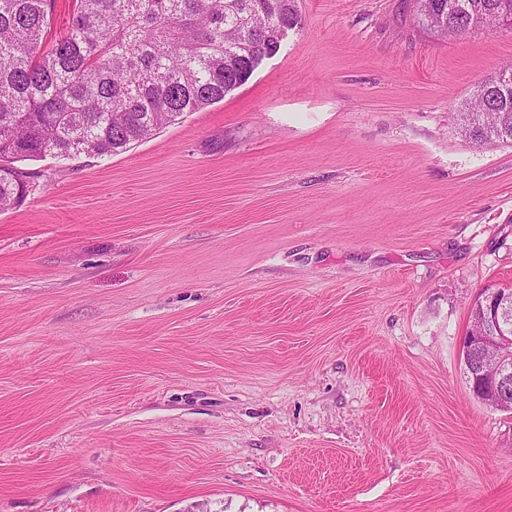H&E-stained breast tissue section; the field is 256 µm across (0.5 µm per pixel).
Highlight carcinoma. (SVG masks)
Wrapping results in <instances>:
<instances>
[{"mask_svg":"<svg viewBox=\"0 0 512 512\" xmlns=\"http://www.w3.org/2000/svg\"><path fill=\"white\" fill-rule=\"evenodd\" d=\"M55 0H0V209L22 202L15 159L112 156L186 112L224 100L277 49L273 27L301 23L296 0H75L43 47ZM417 23L463 36L512 0H407ZM456 113L466 140L512 144V64Z\"/></svg>","mask_w":512,"mask_h":512,"instance_id":"obj_1","label":"carcinoma"}]
</instances>
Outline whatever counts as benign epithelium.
I'll return each instance as SVG.
<instances>
[{"label": "benign epithelium", "instance_id": "1", "mask_svg": "<svg viewBox=\"0 0 512 512\" xmlns=\"http://www.w3.org/2000/svg\"><path fill=\"white\" fill-rule=\"evenodd\" d=\"M475 319L496 332L494 336H469L465 354L473 378L482 386L472 385V392L482 395L490 387L497 396L493 408L512 412V330L501 326L502 318L512 309V289L496 288L477 300Z\"/></svg>", "mask_w": 512, "mask_h": 512}]
</instances>
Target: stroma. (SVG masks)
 Returning a JSON list of instances; mask_svg holds the SVG:
<instances>
[{
	"mask_svg": "<svg viewBox=\"0 0 512 512\" xmlns=\"http://www.w3.org/2000/svg\"><path fill=\"white\" fill-rule=\"evenodd\" d=\"M224 100L0 211V512H512L461 343L512 286V146L451 115L512 30L298 0Z\"/></svg>",
	"mask_w": 512,
	"mask_h": 512,
	"instance_id": "35a3bbf8",
	"label": "stroma"
}]
</instances>
